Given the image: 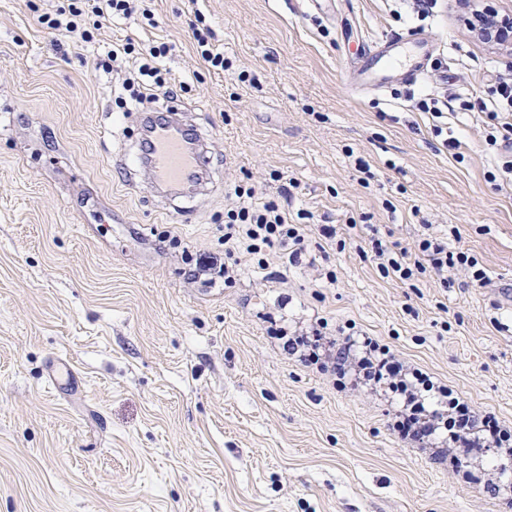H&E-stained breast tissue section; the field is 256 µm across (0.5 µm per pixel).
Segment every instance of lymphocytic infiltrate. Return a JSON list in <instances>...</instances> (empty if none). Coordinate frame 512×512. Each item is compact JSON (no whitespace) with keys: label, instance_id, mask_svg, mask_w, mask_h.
Returning <instances> with one entry per match:
<instances>
[{"label":"lymphocytic infiltrate","instance_id":"f902f5d3","mask_svg":"<svg viewBox=\"0 0 512 512\" xmlns=\"http://www.w3.org/2000/svg\"><path fill=\"white\" fill-rule=\"evenodd\" d=\"M135 15L153 20L148 0H66L54 12L40 14L38 20L51 35L55 47L60 48L73 39L83 45L92 44L95 29L104 22ZM86 16L94 19L92 29L81 25ZM171 50V45L164 42L139 48L129 40L108 52L103 70L120 68L129 59L134 62L123 83L124 93L116 99L122 111L143 108L157 102L159 96L170 94L164 61ZM233 194L237 202L224 214L225 244L254 257L276 245L286 252L289 263L313 264L305 246L303 225L292 222L283 205L274 200L255 201L253 190L239 185L234 187ZM372 249L379 259L380 272L402 281L429 272L444 277L460 269L468 275L471 285L481 287L487 282L486 271L476 257L462 250H449L445 242L436 238L420 240L412 256L405 252L391 256L378 239L373 240ZM287 344L290 352L300 354L302 361L308 363L323 359L335 369L372 368V375L363 376V383L397 396L399 408L393 427L420 448L433 449V436L445 432L449 456L465 459L481 455L488 464L485 474L490 479L497 473V461L512 457V443H503L506 430L495 416L478 415L452 387L434 382L429 374L400 359L389 346L354 333L335 339L316 328L288 339Z\"/></svg>","mask_w":512,"mask_h":512}]
</instances>
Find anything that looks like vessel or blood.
Wrapping results in <instances>:
<instances>
[{
	"instance_id": "b4317fda",
	"label": "vessel or blood",
	"mask_w": 512,
	"mask_h": 512,
	"mask_svg": "<svg viewBox=\"0 0 512 512\" xmlns=\"http://www.w3.org/2000/svg\"><path fill=\"white\" fill-rule=\"evenodd\" d=\"M431 41L415 32L392 33L365 47L357 60L356 83L381 90L416 82L432 55ZM178 109L166 107L144 118V136L134 159L116 160V167L146 170L155 191L167 197L198 193L209 177V158L201 134L180 121Z\"/></svg>"
}]
</instances>
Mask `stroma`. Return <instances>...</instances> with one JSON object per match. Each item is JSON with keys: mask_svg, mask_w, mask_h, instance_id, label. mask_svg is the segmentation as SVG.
<instances>
[{"mask_svg": "<svg viewBox=\"0 0 512 512\" xmlns=\"http://www.w3.org/2000/svg\"><path fill=\"white\" fill-rule=\"evenodd\" d=\"M151 8L155 24H104L64 55L22 0H0V512H512L394 434L381 392L335 384L276 338L355 325L512 426V152L480 109L437 122L411 101L489 99L512 51L469 22L512 0H444L423 21L410 0ZM199 14L224 70L197 53ZM411 29L442 69L355 91L359 44ZM129 38L173 47L170 82L189 85L173 103L208 143L200 194L161 198L113 166L140 122L114 102L124 73L99 62ZM285 179L289 214L314 216L316 264L225 254L231 187L276 199ZM429 236L476 256L487 284L381 276L371 238L397 253ZM204 254L234 280L192 281Z\"/></svg>", "mask_w": 512, "mask_h": 512, "instance_id": "stroma-1", "label": "stroma"}]
</instances>
